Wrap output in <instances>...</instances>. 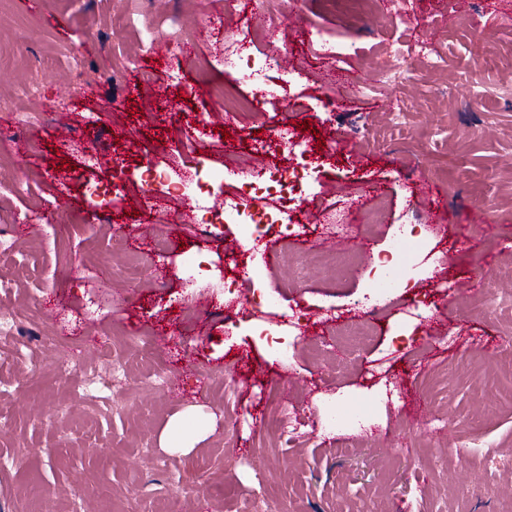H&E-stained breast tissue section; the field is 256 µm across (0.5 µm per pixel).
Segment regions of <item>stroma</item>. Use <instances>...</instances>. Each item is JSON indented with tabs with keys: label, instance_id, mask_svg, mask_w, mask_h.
<instances>
[{
	"label": "stroma",
	"instance_id": "1",
	"mask_svg": "<svg viewBox=\"0 0 512 512\" xmlns=\"http://www.w3.org/2000/svg\"><path fill=\"white\" fill-rule=\"evenodd\" d=\"M411 3L403 25L324 0H0V115L19 116L31 85L43 115L23 129L29 154L0 137V176L19 183L0 192L15 241L0 273L21 268L0 285L17 326L0 337V512H512V313L500 307L512 299V0ZM314 27L354 54L336 62ZM174 29L198 54L269 52L267 84L285 97L145 49ZM421 38L442 67L381 81L389 43ZM141 68L157 83L129 86ZM222 84L251 108L218 112L196 93ZM283 122L316 168L288 234L205 230L190 196L148 213L142 166L181 176L203 155L233 190L243 167L288 165ZM381 204L379 224H360ZM325 207L349 226L333 244ZM22 211L30 227L14 223ZM409 211L427 249L402 293L421 315L404 326L363 297ZM344 254L353 262L331 272L327 257ZM254 264L278 316L305 312L287 355L251 329L250 308L239 335L224 333V290L252 295ZM341 314L374 330L344 361L330 335ZM78 362L121 368L109 398L84 391ZM153 365L166 389L142 376ZM387 377L402 389L392 405L378 398ZM330 401L369 410L366 446L341 449L344 422L323 424ZM276 402L304 413L307 437H277ZM462 445L495 469L449 463Z\"/></svg>",
	"mask_w": 512,
	"mask_h": 512
}]
</instances>
